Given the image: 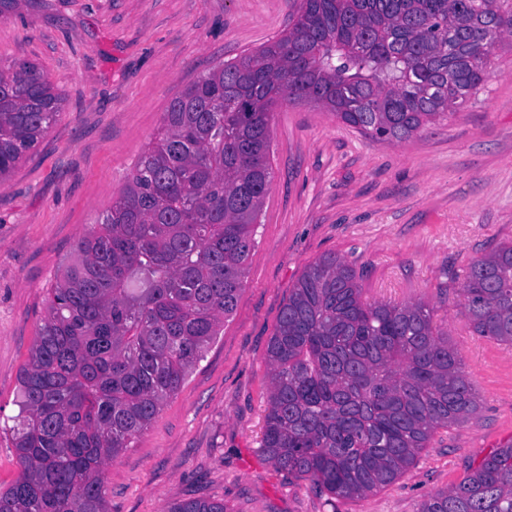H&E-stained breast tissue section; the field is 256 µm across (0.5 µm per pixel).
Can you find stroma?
I'll return each instance as SVG.
<instances>
[{
  "label": "stroma",
  "mask_w": 512,
  "mask_h": 512,
  "mask_svg": "<svg viewBox=\"0 0 512 512\" xmlns=\"http://www.w3.org/2000/svg\"><path fill=\"white\" fill-rule=\"evenodd\" d=\"M301 0H0V64L36 63L61 90L57 123L0 178V426L47 290L112 204L172 98L278 39ZM271 187L232 316L148 429L105 467L108 512L192 498L228 512H417L512 441V347L473 336L458 288L471 261L512 241V35L468 106L379 141L310 102L271 115ZM332 254L369 301L424 303L447 326L478 410L438 430L394 481L332 498L261 453L266 352L305 268Z\"/></svg>",
  "instance_id": "35a3bbf8"
}]
</instances>
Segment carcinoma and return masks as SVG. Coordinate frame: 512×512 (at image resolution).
<instances>
[{
    "label": "carcinoma",
    "instance_id": "carcinoma-1",
    "mask_svg": "<svg viewBox=\"0 0 512 512\" xmlns=\"http://www.w3.org/2000/svg\"><path fill=\"white\" fill-rule=\"evenodd\" d=\"M512 0H302L278 40L170 103L112 206L47 292L0 428L19 478L0 512H108L103 470L131 447L235 310L271 185V114L315 103L380 141L447 118L480 90ZM63 97L32 63L0 65V177L38 146ZM473 335L512 346V243L458 288ZM261 440L279 471L333 497L392 482L437 429L469 420L473 386L422 303L369 302L336 256L313 262L267 352ZM167 512H226L190 499ZM417 512H512V443Z\"/></svg>",
    "mask_w": 512,
    "mask_h": 512
}]
</instances>
